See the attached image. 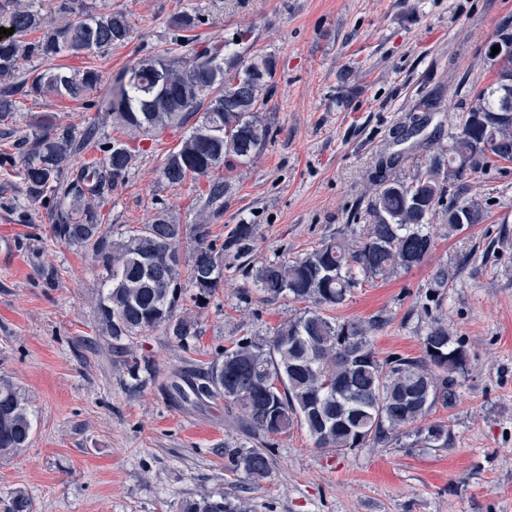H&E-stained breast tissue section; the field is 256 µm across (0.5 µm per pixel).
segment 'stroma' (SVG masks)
Segmentation results:
<instances>
[{"label":"stroma","instance_id":"35a3bbf8","mask_svg":"<svg viewBox=\"0 0 512 512\" xmlns=\"http://www.w3.org/2000/svg\"><path fill=\"white\" fill-rule=\"evenodd\" d=\"M90 9L125 12L128 44L57 64L97 69L110 81L125 67L173 49L170 22L198 15L189 54L215 40H235L240 62L266 54L275 63L263 117L271 136L247 167L220 169L232 192L210 221L211 239L238 224L256 228L253 257H297L365 221L372 180H411L456 132L458 115L497 69L485 53L512 29V0H85ZM441 96L444 109L424 117L420 100ZM100 91L75 101L24 100L0 121V153L36 124L52 119L112 131L98 110ZM182 130L144 141L122 187L101 208L112 237L150 223L169 206L193 223L201 189L169 185L161 158ZM19 162L0 165V377L29 398L31 444L0 459V499L25 489L35 512H178L183 498L223 490L248 499L253 512H512V162L470 174L466 195L482 220L457 233L435 221V248L418 266L357 288L338 319L383 317L379 357H417L433 317L448 322L468 361L459 399L436 407L453 443L440 450L389 443L345 457L317 450L306 431L276 437L269 478L252 483L229 472L218 448L262 447L240 412L224 400L175 402L174 374L208 365L218 348L267 336L297 306L263 301L243 260L224 259V286L199 313L202 334L190 349L160 332L128 351L107 347L93 300L101 271L91 253L53 239L51 205L24 200ZM453 277L441 291L440 264ZM53 270L54 283L42 273ZM150 357L154 377L136 382L133 359Z\"/></svg>","mask_w":512,"mask_h":512}]
</instances>
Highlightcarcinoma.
Here are the masks:
<instances>
[{
	"label": "carcinoma",
	"instance_id": "obj_1",
	"mask_svg": "<svg viewBox=\"0 0 512 512\" xmlns=\"http://www.w3.org/2000/svg\"><path fill=\"white\" fill-rule=\"evenodd\" d=\"M57 8L68 20L26 42L21 36L43 26L40 13L19 0H12L9 9L0 4L7 27L14 28L0 38V78L19 79L0 90V121L17 110L18 94L81 100L101 83L98 71L89 67L48 64L27 71L24 62L31 57L50 61L62 53L105 51L132 38L133 25L122 11H90L83 0H59ZM198 22L188 12L176 15L174 38L185 40ZM273 73L271 57L257 54L242 65L228 41L189 57L167 51L120 72L106 88L100 108L112 113L115 135L101 159L81 157L96 135L92 127L45 122L21 141L26 201L50 198L53 238L91 248L102 269L104 288L95 305L109 347L158 330L169 343L189 348L201 334L198 310L224 285V256L251 254L254 225H236L219 246L208 241L207 225L224 213V196L231 192L214 172L232 160L246 166L266 146L270 130L260 109ZM194 116L189 133L161 158L160 170L172 186L188 178L207 179L203 210L194 223L180 224L163 207L151 223L112 239L102 227L100 207L126 182L137 157L122 135H159ZM500 161L512 162V58L498 64L494 81L478 91L477 102L428 167L408 183H374L365 223L353 225L349 236L290 260L249 262L248 277L265 300L288 298L302 307L271 335L242 337L217 352L188 387L173 383L175 394L187 402L222 398L241 412L250 431L265 437L304 428L315 448L338 456L404 438L427 449L448 448V426L429 419L435 407L455 405L467 363V351L448 324L432 318L420 356L380 358L374 334L387 319L338 320L326 310L342 305L366 282L421 264L435 247L430 221L440 207L451 231L479 223L478 204L463 195L461 182ZM188 236L196 247L186 259L181 244ZM154 370L149 358H135L129 376L138 381L140 374ZM32 434L28 398L0 377V457L24 451ZM217 453L229 471L254 482L272 471L267 448L226 446ZM3 512H33L28 492L14 491ZM179 512L250 510L236 494L204 491L183 500Z\"/></svg>",
	"mask_w": 512,
	"mask_h": 512
}]
</instances>
